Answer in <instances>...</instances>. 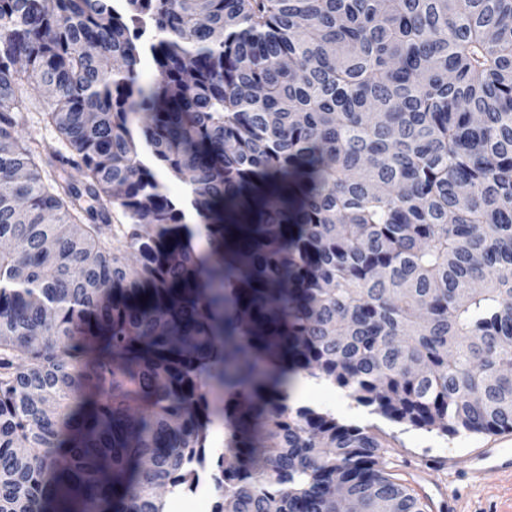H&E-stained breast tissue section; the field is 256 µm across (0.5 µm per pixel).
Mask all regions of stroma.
Here are the masks:
<instances>
[{"label": "stroma", "mask_w": 512, "mask_h": 512, "mask_svg": "<svg viewBox=\"0 0 512 512\" xmlns=\"http://www.w3.org/2000/svg\"><path fill=\"white\" fill-rule=\"evenodd\" d=\"M307 405L332 415L339 423L357 425L378 436L384 443L378 451L380 466L411 494L419 492L415 475L422 471L434 485L456 495L459 512H512V473L489 474L480 486L472 487L448 472L450 457L485 446L491 440L490 435L467 431L446 435L389 420L362 406L348 413L326 390L309 398Z\"/></svg>", "instance_id": "35a3bbf8"}]
</instances>
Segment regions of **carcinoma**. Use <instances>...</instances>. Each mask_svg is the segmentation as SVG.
<instances>
[{
  "instance_id": "carcinoma-1",
  "label": "carcinoma",
  "mask_w": 512,
  "mask_h": 512,
  "mask_svg": "<svg viewBox=\"0 0 512 512\" xmlns=\"http://www.w3.org/2000/svg\"><path fill=\"white\" fill-rule=\"evenodd\" d=\"M293 373L512 431V0H0V512H423ZM31 110L32 112H30V123H28L27 127L21 131L22 135L26 137H34L37 140L53 142L57 149H60L62 154H64L66 157L69 156V150L58 142L54 130L49 127L45 128L43 123L39 122V112H36L32 107ZM212 474H219L217 471H208L203 474L204 483H209L211 487L210 496L203 499V507L198 508L197 503L201 499L199 497V491L192 493L189 491L181 492V495L166 494L164 497L166 512H209L210 505L218 500V493L213 490L214 480Z\"/></svg>"
}]
</instances>
